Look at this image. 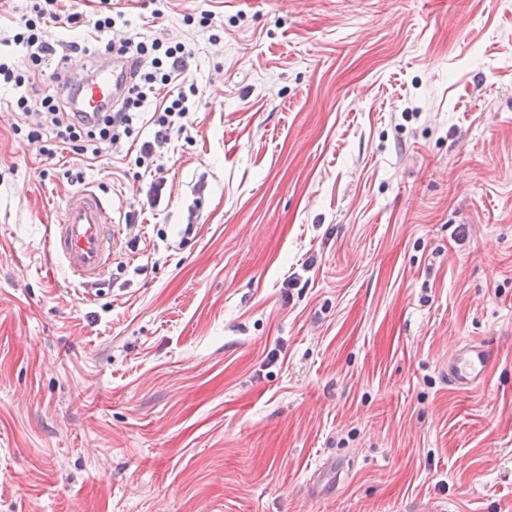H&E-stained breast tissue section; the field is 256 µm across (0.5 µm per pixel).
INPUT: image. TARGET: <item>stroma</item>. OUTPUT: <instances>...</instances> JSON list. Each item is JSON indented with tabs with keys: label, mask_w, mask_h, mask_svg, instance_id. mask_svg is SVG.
<instances>
[{
	"label": "stroma",
	"mask_w": 512,
	"mask_h": 512,
	"mask_svg": "<svg viewBox=\"0 0 512 512\" xmlns=\"http://www.w3.org/2000/svg\"><path fill=\"white\" fill-rule=\"evenodd\" d=\"M114 7L200 105L154 200L138 144L67 181L0 88V512H512V0ZM84 187L87 285L47 244ZM119 230L109 206L92 190L71 194L63 216L49 226V247L76 279L97 280L112 260ZM492 350L483 345L468 343L448 360V382L460 389L483 383L493 361Z\"/></svg>",
	"instance_id": "1"
}]
</instances>
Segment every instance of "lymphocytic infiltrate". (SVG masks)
Masks as SVG:
<instances>
[{
  "mask_svg": "<svg viewBox=\"0 0 512 512\" xmlns=\"http://www.w3.org/2000/svg\"><path fill=\"white\" fill-rule=\"evenodd\" d=\"M62 17L86 29L95 55L115 57L131 65L124 94L90 123L69 107L63 82L66 59H59L57 70L50 75L45 88H38L35 81L44 59L56 52L47 35L48 24ZM119 20V15L110 11L84 10L83 0H72L71 11L65 16L59 13V0H29L25 12L16 21L12 41L26 48L31 67L18 73L0 61V82L18 91L13 133L37 143L46 158H54L58 151L67 150L85 163H96L117 149L123 140L131 138L140 122L146 121L153 125L154 136L141 143L140 157L150 159L158 148L170 141L176 121L187 118L193 111L196 89L185 90L178 86L190 50L183 43L173 44L157 38L150 41L133 36L112 39L110 33ZM171 85L177 86V93L165 99L162 106H153L157 88Z\"/></svg>",
  "mask_w": 512,
  "mask_h": 512,
  "instance_id": "1",
  "label": "lymphocytic infiltrate"
}]
</instances>
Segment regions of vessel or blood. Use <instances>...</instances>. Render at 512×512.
<instances>
[{"mask_svg": "<svg viewBox=\"0 0 512 512\" xmlns=\"http://www.w3.org/2000/svg\"><path fill=\"white\" fill-rule=\"evenodd\" d=\"M128 70L124 62H103L70 90L76 111L98 112L124 91ZM119 230L113 225L106 202L92 190L71 194L62 218L49 227V247L71 274L92 282L107 269ZM492 350L473 343L462 346L448 362V381L460 389L483 383L493 361Z\"/></svg>", "mask_w": 512, "mask_h": 512, "instance_id": "b4317fda", "label": "vessel or blood"}]
</instances>
